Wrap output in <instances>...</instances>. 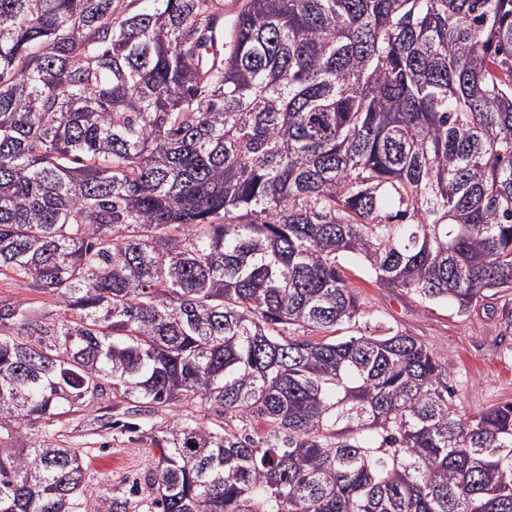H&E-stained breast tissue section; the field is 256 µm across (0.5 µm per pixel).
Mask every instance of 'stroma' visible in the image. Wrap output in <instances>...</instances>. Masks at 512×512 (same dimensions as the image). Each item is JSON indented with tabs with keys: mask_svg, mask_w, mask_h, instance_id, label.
<instances>
[{
	"mask_svg": "<svg viewBox=\"0 0 512 512\" xmlns=\"http://www.w3.org/2000/svg\"><path fill=\"white\" fill-rule=\"evenodd\" d=\"M344 267L368 312L360 327L387 323L416 336L445 368L458 415L512 402V336L501 335L498 314L479 307L460 317L446 304L422 303L377 286L357 260H345ZM126 418L124 406L105 397L69 416L64 425L44 426L55 443L84 457L88 512H109L113 492L129 489L159 456L156 446L117 433L115 422Z\"/></svg>",
	"mask_w": 512,
	"mask_h": 512,
	"instance_id": "35a3bbf8",
	"label": "stroma"
}]
</instances>
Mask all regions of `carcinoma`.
<instances>
[{
  "instance_id": "carcinoma-1",
  "label": "carcinoma",
  "mask_w": 512,
  "mask_h": 512,
  "mask_svg": "<svg viewBox=\"0 0 512 512\" xmlns=\"http://www.w3.org/2000/svg\"><path fill=\"white\" fill-rule=\"evenodd\" d=\"M348 255L512 296V0H0V275L53 303L0 302V512H87L36 428L108 390L215 412L109 512H512V403L334 337Z\"/></svg>"
}]
</instances>
